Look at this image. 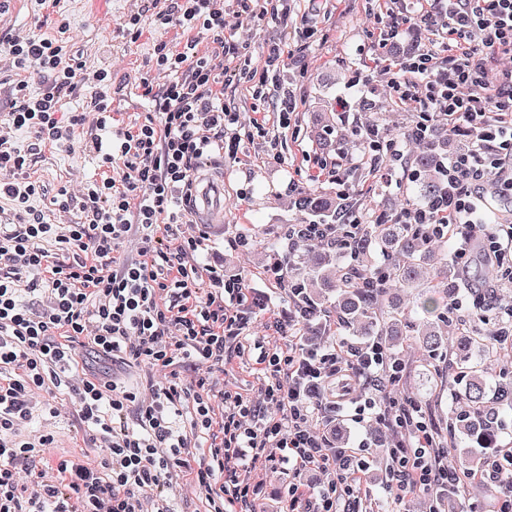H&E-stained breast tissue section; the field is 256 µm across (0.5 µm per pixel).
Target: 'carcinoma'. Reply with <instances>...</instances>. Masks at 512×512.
<instances>
[{"instance_id":"obj_1","label":"carcinoma","mask_w":512,"mask_h":512,"mask_svg":"<svg viewBox=\"0 0 512 512\" xmlns=\"http://www.w3.org/2000/svg\"><path fill=\"white\" fill-rule=\"evenodd\" d=\"M420 134L423 149L409 162L417 200L405 201V208L414 203H428L444 190L441 170L450 147L448 131L433 124L428 125L425 132L416 126L411 128L410 135ZM295 208L302 215L303 224H334L341 214L356 211L357 203L341 188L331 195L316 188L302 187L297 190ZM349 231L350 227L343 226L330 242L311 244L317 251L312 262L304 265L301 260L288 257L274 262L271 270L284 269L286 283L305 289V299L321 312L327 310V294H336V320L344 326L360 328L364 336L372 335L377 321L387 319L393 335L409 336L419 343L431 371L437 370L446 357L453 358L457 369L455 398L463 401L466 409L448 419V436L492 445L497 437L499 408L512 401V386L503 383L501 395L489 389L488 371L482 358L501 356L504 343L482 332L481 327L496 322L508 332L512 330V320L499 316V310L488 298L472 311L468 327H460L451 307L456 297L453 283L458 277L446 255L436 274V287L443 290L446 305L436 320L415 322L400 306H384L390 291L421 287L420 266L434 245L444 244L447 239L426 234L416 224L391 223L385 218L364 225L354 239ZM376 244L386 256L387 276L383 279L377 278L378 265L369 259ZM339 255L350 256L355 264L336 265Z\"/></svg>"}]
</instances>
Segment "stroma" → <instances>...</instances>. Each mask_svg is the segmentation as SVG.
Returning a JSON list of instances; mask_svg holds the SVG:
<instances>
[{"instance_id": "stroma-1", "label": "stroma", "mask_w": 512, "mask_h": 512, "mask_svg": "<svg viewBox=\"0 0 512 512\" xmlns=\"http://www.w3.org/2000/svg\"><path fill=\"white\" fill-rule=\"evenodd\" d=\"M170 0H58L57 10L67 19L68 36L75 55L81 56L88 68L112 71L113 87H127L118 108L121 125L130 127L152 118L150 103L142 95L143 84L158 85L167 75L159 70L154 47L164 42L177 49L186 36L174 25L150 23L140 36L123 31L122 23L130 15L151 9L165 10ZM388 0H293L288 14L289 30H314L312 39L295 41L278 85L269 87L264 100H256L242 86L224 90L226 104L236 107L243 119L238 132L242 134L237 159L225 160L215 170L224 180V221L208 225L209 238L194 256L198 265H220L225 272L242 278L246 288L262 300L264 308L255 314L251 337L265 333L269 316L287 306V297L270 276L268 269L274 257L286 256L288 247L277 237L283 225L294 222V206L299 186L314 183L324 191L335 190L328 166L336 162L335 153L322 150L311 129L319 113L335 112L337 96H346L347 112L336 114V130L346 140L345 154L358 160L349 188L367 219L379 213L395 214L414 189L404 169H397L392 182H383L376 167L362 157V138L367 127L384 128L392 137H405L415 124V110L392 102L386 92L382 73L387 61L396 55L400 45L424 46L431 35L423 25L408 26L398 44L379 47L380 18L389 10ZM46 9L39 0H12L10 9L0 15V48L8 37L26 31L34 35L52 33L53 25L44 18ZM369 77L365 91L348 90L347 83L355 71ZM292 89L296 110L289 127L279 124L275 110L283 89ZM266 113L265 136L250 137L248 122L254 110ZM101 172L97 154L63 147H43L31 176L49 190L68 184L80 188L86 181L98 178ZM248 225L257 237L254 246L241 248L231 241L241 225ZM405 364L400 385L418 397L436 428L440 439L446 440L449 460L465 456L463 443L448 439V419L460 405L451 390L456 380V367L443 360L437 374L427 375L419 347L406 343L396 350ZM62 415L55 424H47L41 413H34L26 425L29 436L53 429L56 451L66 458L87 453L89 441L85 432L72 424L73 405L65 390H57ZM383 462H375L371 472L373 512H426L425 495H410L399 500L387 498L381 489ZM255 503L259 512H280L285 474L256 469L250 476Z\"/></svg>"}]
</instances>
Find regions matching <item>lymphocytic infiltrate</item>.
<instances>
[{"mask_svg": "<svg viewBox=\"0 0 512 512\" xmlns=\"http://www.w3.org/2000/svg\"><path fill=\"white\" fill-rule=\"evenodd\" d=\"M398 22L383 26L379 46L400 37L406 24H424L434 45L386 65L395 100L449 128L466 127L473 143L443 166L439 200L402 211L400 221L461 241L451 258L468 264L479 249L485 265L512 282V218L485 219L488 195L512 197V0H418L408 11L392 0ZM290 0H175L159 19L186 32H206L210 54L195 40L182 49L158 45L157 63L169 74L145 87L156 112L135 129L115 124L112 73L88 71L58 36L8 38L10 61L22 78L12 88L7 125L34 135V144L10 147L0 136V199L18 212L0 224V512H171L169 493L180 473L204 494L209 512H257L249 475L259 466L281 470L288 512L312 499V512H369L366 477L373 462L367 442L333 447L327 426L373 422L390 433L383 488L394 495L424 492L439 499L465 482L493 485L490 512H512V448L481 451L462 477L420 400L399 389L380 341L356 346L342 336L308 344L302 328L314 315L288 291L289 310L273 318L269 336H248L253 306L240 277L201 268L190 258L207 231L184 238L195 175L214 158H236L240 114L224 103V89L248 84L260 97L289 55L286 39L267 42L262 67L248 44L228 29L224 15L278 20ZM48 78L39 94L28 74ZM93 84L94 114H65L59 102L79 84ZM104 172L78 192L48 195L26 174L38 146L73 148L85 122ZM122 161L112 175L113 161ZM50 197L80 221L51 224L37 199ZM136 239L138 256L115 254ZM253 360L262 375L259 397L227 390L214 396L215 376L232 356ZM146 367L148 396L129 385L127 369ZM67 387L74 417L95 448L80 460L54 456L55 436L23 439L36 411L58 417L55 388ZM223 414H216V402ZM219 434L207 456L195 458L192 436ZM319 469L328 480L315 494L296 482Z\"/></svg>", "mask_w": 512, "mask_h": 512, "instance_id": "1", "label": "lymphocytic infiltrate"}]
</instances>
